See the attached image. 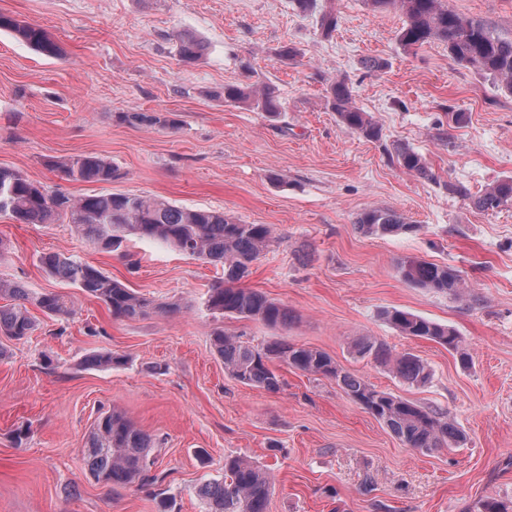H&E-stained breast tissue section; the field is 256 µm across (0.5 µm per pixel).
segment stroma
I'll list each match as a JSON object with an SVG mask.
<instances>
[{"instance_id": "obj_1", "label": "stroma", "mask_w": 512, "mask_h": 512, "mask_svg": "<svg viewBox=\"0 0 512 512\" xmlns=\"http://www.w3.org/2000/svg\"><path fill=\"white\" fill-rule=\"evenodd\" d=\"M449 9L512 37V0H445ZM334 10L331 36L319 27ZM0 14L40 25L63 53L47 58L0 31V166L48 191L163 197L219 210L276 236L243 287L287 308V324L219 316L204 301L224 269L166 245L130 239L112 252L70 224L0 218V278L72 297L75 313L35 312L37 327L0 335V512H204L196 494L224 477L229 456L272 475L269 512H512V205L478 210L473 199L512 178V95L454 61L434 41L399 45L402 18L369 0H0ZM204 50L183 62L179 34ZM296 52L281 59L283 48ZM378 60L369 70L364 60ZM346 80L380 129L369 140L342 126L325 102ZM269 86L271 117L224 101L228 84ZM122 112H169L178 127L132 125ZM452 112L465 123L449 122ZM421 154L431 172L407 173L395 146ZM99 155L118 170L104 183L72 182L51 160ZM388 208L412 234L365 235L355 222ZM66 253L175 314L128 321L49 276L40 258ZM457 270L466 299L403 280L401 257ZM401 309L455 328L471 356L393 330ZM256 347L288 341L326 352L372 387L447 415L465 439L423 453L406 447L335 380L280 364L282 386L243 385L224 370L215 329ZM364 336L431 369L411 386L355 355ZM124 359L88 369L90 353ZM159 439L148 487H110L90 474L83 448L111 409Z\"/></svg>"}]
</instances>
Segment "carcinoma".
Here are the masks:
<instances>
[{"label":"carcinoma","mask_w":512,"mask_h":512,"mask_svg":"<svg viewBox=\"0 0 512 512\" xmlns=\"http://www.w3.org/2000/svg\"><path fill=\"white\" fill-rule=\"evenodd\" d=\"M370 3L375 9L401 13L403 24L397 38L403 48L417 49L432 40L441 41L455 61L489 75L501 89L512 94V38L499 35L486 23L449 10L443 0H370ZM0 30L11 32L46 57L62 54L59 44L41 26L0 14ZM202 51L198 39L190 35L179 38L178 53L183 60L193 61ZM327 93L328 105L336 112L339 123L366 138L379 137V130L368 113L353 103L352 90L345 81L332 82ZM224 101L246 104L272 116L281 112L274 92L257 84L224 87ZM119 119L132 124L177 125V119L160 113L124 112ZM392 161L409 173L432 177L424 158L407 147L397 148ZM56 167L71 181L108 183L117 177L112 164L94 154L72 156L56 163ZM509 204L512 205V179L486 188L474 199L475 207L481 211H494ZM0 216L19 224H52L65 219L77 234L109 250L120 247L130 236L170 245L184 254L224 267V282L209 289L206 298L209 310L223 316L258 319L269 326L288 322L285 307L258 291L238 286L248 275L250 264L273 240V230L268 224H243L221 211L185 208L156 197L112 192L79 197L51 194L42 184L2 166ZM356 226L367 235L407 233L417 228L384 208L365 211L358 217ZM41 263L53 276L103 301L117 319L135 321L161 310L178 309L176 303H153L71 255L45 254ZM397 270L405 281L421 288L456 298L465 296L461 275L446 266L404 257L397 262ZM0 299L8 300L0 305V334L13 340L25 339L34 330L28 310L30 304L51 316H69L73 311L71 301L64 294H36L12 279L0 278ZM384 318L399 335L435 342L459 353L462 363L469 362L461 336L454 328L399 309L385 311ZM212 341L224 361V371L244 385L271 392L280 390L281 381L274 370V364L279 362L306 374L336 380L353 402L371 413L409 448L431 452L450 448L464 439L447 416L371 387L362 378L344 371L319 349L286 341L256 349L222 330L213 332ZM354 352L390 367L411 386H423L431 378V370L421 358L409 352L394 354L371 336L357 341ZM118 363L120 358L110 352H93L84 360L89 368H107ZM157 446L156 439L136 427L124 413L112 410L95 420L83 458L92 476L105 485L115 487L136 482L151 485L156 475L144 461L151 458V451ZM271 483V475L259 466L239 457H228L224 461V479L204 482L196 493L205 512H269Z\"/></svg>","instance_id":"1"}]
</instances>
